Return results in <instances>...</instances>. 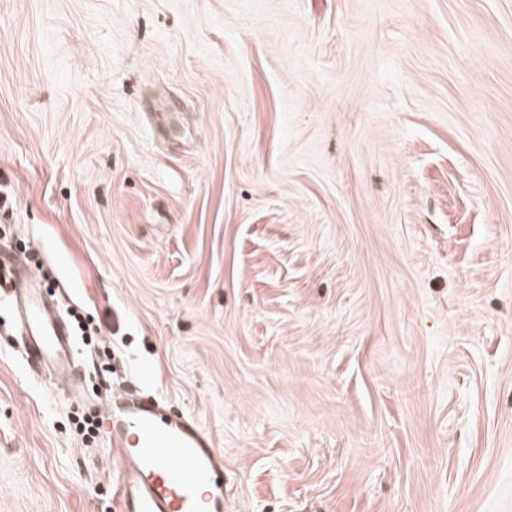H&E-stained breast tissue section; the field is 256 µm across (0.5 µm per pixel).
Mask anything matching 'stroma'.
Returning <instances> with one entry per match:
<instances>
[{
  "label": "stroma",
  "mask_w": 512,
  "mask_h": 512,
  "mask_svg": "<svg viewBox=\"0 0 512 512\" xmlns=\"http://www.w3.org/2000/svg\"><path fill=\"white\" fill-rule=\"evenodd\" d=\"M0 189L224 512H512V0H0ZM77 407L0 302V512H121Z\"/></svg>",
  "instance_id": "35a3bbf8"
}]
</instances>
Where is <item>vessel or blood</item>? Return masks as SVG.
Instances as JSON below:
<instances>
[{
    "instance_id": "1",
    "label": "vessel or blood",
    "mask_w": 512,
    "mask_h": 512,
    "mask_svg": "<svg viewBox=\"0 0 512 512\" xmlns=\"http://www.w3.org/2000/svg\"><path fill=\"white\" fill-rule=\"evenodd\" d=\"M11 272L0 297L18 307L23 357L48 385L72 384L81 364L71 330L31 268L0 247ZM120 466L122 512H224V456L198 423L166 416L140 389L113 393L101 412Z\"/></svg>"
}]
</instances>
